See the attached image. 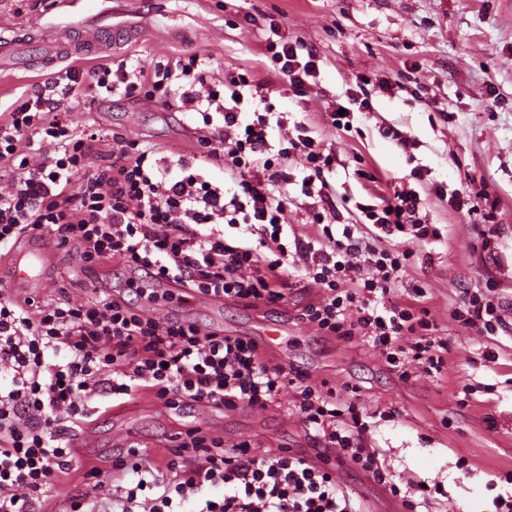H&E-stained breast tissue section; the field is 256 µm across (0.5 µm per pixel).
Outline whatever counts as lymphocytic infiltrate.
<instances>
[{"label": "lymphocytic infiltrate", "instance_id": "1", "mask_svg": "<svg viewBox=\"0 0 512 512\" xmlns=\"http://www.w3.org/2000/svg\"><path fill=\"white\" fill-rule=\"evenodd\" d=\"M269 34L271 73L303 96L318 76L316 53L282 39L279 26ZM206 62L193 55L131 68L122 60L94 67L92 79L98 89L120 87L128 96L147 87L179 91L213 130L210 154L223 158L236 190L211 184L201 170L173 169L149 149L116 146L91 165L98 133L76 132L36 91L0 113V164L7 166L0 258L37 232L76 245L85 268L118 261L133 272L152 271L154 280L171 278L253 306L277 304L291 279H309L323 296L299 317L320 335L362 336L404 380L417 368L441 373L448 343L437 336L430 309L395 298L410 252L368 245L358 225L325 222V213L337 211L335 154L301 134L288 147L304 160L301 193L319 210L310 234L289 237L282 187L291 176L269 159L276 109L266 84L241 75L230 78L228 100L200 95L195 83ZM245 100L262 107L248 123L241 118ZM420 203L414 191L397 190L380 205L362 207V219L388 238L426 240L437 230L418 218ZM228 227L236 229L234 239H226ZM500 311L490 287L464 292L454 316L492 336L502 325ZM0 376L8 379L0 386V512H42L45 494L72 470V440L90 402L103 393L120 406L146 396L172 409L192 401L264 410L294 390L304 423L337 460L359 465L401 495L374 453L358 443L366 423L356 401L311 384L307 373L274 361L250 339L160 318L120 296L77 303L63 294L42 305L1 297ZM112 468L130 478L116 496L121 512H358L334 469L287 449L269 454L249 438L228 443L198 427L179 434L165 463L151 464L135 443L113 456ZM218 487L222 496L208 497Z\"/></svg>", "mask_w": 512, "mask_h": 512}]
</instances>
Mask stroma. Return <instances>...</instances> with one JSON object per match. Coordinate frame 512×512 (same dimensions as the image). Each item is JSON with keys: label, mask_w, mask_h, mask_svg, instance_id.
Instances as JSON below:
<instances>
[{"label": "stroma", "mask_w": 512, "mask_h": 512, "mask_svg": "<svg viewBox=\"0 0 512 512\" xmlns=\"http://www.w3.org/2000/svg\"><path fill=\"white\" fill-rule=\"evenodd\" d=\"M273 21L285 39L302 40L317 52L319 75L304 96H294L286 80L269 71L263 51ZM63 27L97 35L98 48L41 71L0 69L1 108L51 84L71 66L85 74L112 59L146 66L199 54L210 59L205 79L214 89L232 73L267 82L268 96L287 116L283 127L271 131V145H279L295 125L304 126L336 154L337 195L355 205L373 204L397 187L419 195L420 218L440 236L426 243L400 238L402 249L413 256L398 293L406 301L422 288V303L434 315L439 336L448 340L441 373L418 372L404 380L362 338L320 336L298 317L303 306L319 298L304 281L277 306L247 307L228 299L218 311L174 303L162 304L160 311L205 329L221 325L231 336H256L263 321L287 323L289 340L280 363L306 371L314 383L358 387V403L371 414L363 447L377 453L398 486H430L422 512H490L493 497L512 491L501 480L512 471V0H79L73 8L58 0H0V42L25 30ZM360 76L369 80L365 90L372 108L354 111L349 130L334 129L330 114L346 104V93ZM385 83L395 86L394 94L381 92ZM59 109L76 131L100 130L102 153H111L117 139L171 150L202 167L211 182L234 187L222 160L209 157L202 142H188V132L201 122L185 111L179 96L91 90L61 102ZM275 162L292 176L287 222L296 235H306L313 211L300 193L303 161L293 154ZM377 173L383 181H374ZM472 176L484 178L498 201L491 248L485 252L472 248L477 238L472 217L450 211L447 198L436 193L440 184L467 187ZM56 253L40 300L50 301L60 288L74 301L95 300L96 291L79 274L77 247L60 246ZM489 280L496 285L505 326L482 336L461 326L452 313L462 291ZM488 351L496 354V364L486 365ZM92 405L81 430L88 445L69 476L49 492L43 512H65L74 490L85 488V472L94 467L103 470L108 485L98 507L111 512L110 488L121 475L110 461L126 430L150 443V456L163 463L169 452L156 447V440L197 422L192 405L167 418L146 412L141 401L116 408L111 398L98 397ZM389 408L396 416L380 418ZM211 431L229 442L259 440L274 454L283 448L336 454L304 424L289 392L268 409L244 406L224 414ZM343 484L362 512H392L396 500L389 489L358 469L345 466Z\"/></svg>", "instance_id": "stroma-1"}]
</instances>
